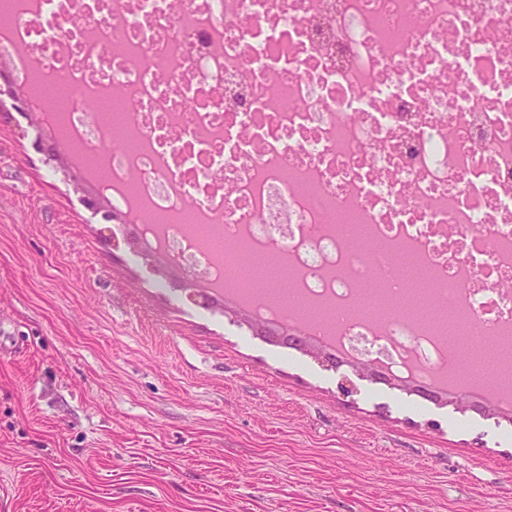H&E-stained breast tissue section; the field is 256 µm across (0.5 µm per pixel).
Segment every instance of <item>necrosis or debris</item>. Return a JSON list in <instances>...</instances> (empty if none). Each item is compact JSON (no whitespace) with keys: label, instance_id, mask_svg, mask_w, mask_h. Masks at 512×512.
Instances as JSON below:
<instances>
[{"label":"necrosis or debris","instance_id":"necrosis-or-debris-1","mask_svg":"<svg viewBox=\"0 0 512 512\" xmlns=\"http://www.w3.org/2000/svg\"><path fill=\"white\" fill-rule=\"evenodd\" d=\"M13 72L64 80L70 140L101 155L108 197L136 181L144 246L191 279L223 263L175 214L228 244L283 255L292 286L329 303L342 360L428 386L448 367L433 334L361 313L407 251L435 301L506 329L512 352V0H0ZM396 31L387 39L385 31ZM123 98L137 150L96 101ZM349 211L383 242L336 231Z\"/></svg>","mask_w":512,"mask_h":512}]
</instances>
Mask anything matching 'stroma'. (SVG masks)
<instances>
[{
	"label": "stroma",
	"instance_id": "1",
	"mask_svg": "<svg viewBox=\"0 0 512 512\" xmlns=\"http://www.w3.org/2000/svg\"><path fill=\"white\" fill-rule=\"evenodd\" d=\"M31 117L0 66V512H512L511 422L203 305Z\"/></svg>",
	"mask_w": 512,
	"mask_h": 512
}]
</instances>
